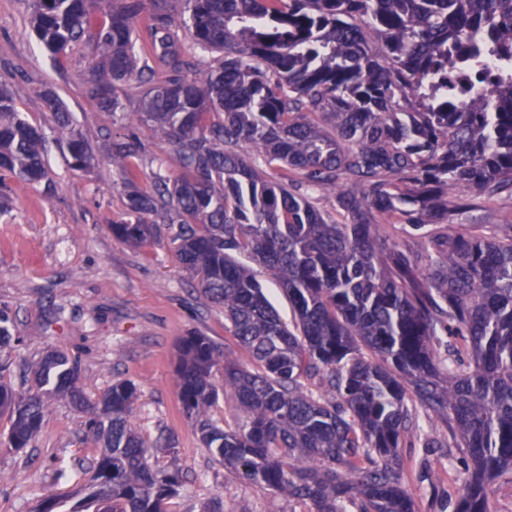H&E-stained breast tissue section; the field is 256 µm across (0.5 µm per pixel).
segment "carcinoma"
<instances>
[{
  "mask_svg": "<svg viewBox=\"0 0 512 512\" xmlns=\"http://www.w3.org/2000/svg\"><path fill=\"white\" fill-rule=\"evenodd\" d=\"M30 24L58 64L89 51L86 94L126 130L106 146L127 187L113 234L144 246L178 225L169 248L224 308L242 356L199 334L177 345L182 413L211 461L307 512H415L398 458L422 409L465 460L456 512H491L494 485L512 483V224L455 222L512 195V0H30ZM197 48L221 54L216 69L193 68ZM133 81L147 88L132 122L118 87ZM42 96L69 167L89 169L59 95ZM147 131L183 173L143 190L132 159ZM46 142L1 82L0 172L49 197ZM303 187L333 191L335 214ZM240 255L288 295L290 322ZM17 340L0 308V350ZM29 370L33 393L0 381L8 446L31 447L66 400L99 448L68 512H166L182 475L150 457L176 448L132 426L136 385L92 401L60 351ZM222 390L242 413L233 429L210 415Z\"/></svg>",
  "mask_w": 512,
  "mask_h": 512,
  "instance_id": "1",
  "label": "carcinoma"
}]
</instances>
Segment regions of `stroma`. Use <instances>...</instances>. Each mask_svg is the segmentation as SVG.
Segmentation results:
<instances>
[{
  "label": "stroma",
  "instance_id": "1",
  "mask_svg": "<svg viewBox=\"0 0 512 512\" xmlns=\"http://www.w3.org/2000/svg\"><path fill=\"white\" fill-rule=\"evenodd\" d=\"M28 11L27 0H0V78L8 82L17 111L46 129L55 117L41 93L56 86L95 162L88 171L71 170L65 144L54 140L47 154L55 183L51 196L16 178L6 180L10 202L0 213V307L9 309L22 338L0 351L11 364L6 383L27 390L31 379L23 368L50 350L78 358L80 385L89 397L113 383L133 382L135 429L147 442L178 450L174 458L154 456L157 467L178 468L184 475L169 512H292L291 503L263 487L227 479L183 417L176 346L192 334L232 344L224 312L201 293L166 244L133 247L113 235L112 224L124 216L126 188L102 146L109 119L84 91L88 59L77 53L65 66L56 65L40 46ZM146 144V154L135 161L138 186L149 187L158 173L179 176L176 155L161 135L148 136ZM85 421L67 403H54L32 448L18 453L5 445L10 421L0 416V512H34L47 495H67L87 482L84 473L60 481L52 474L57 460L75 466L95 455L92 444L81 441ZM420 433L422 446L400 451L404 487L416 512H455L463 463L449 460L443 428L424 418Z\"/></svg>",
  "mask_w": 512,
  "mask_h": 512
}]
</instances>
